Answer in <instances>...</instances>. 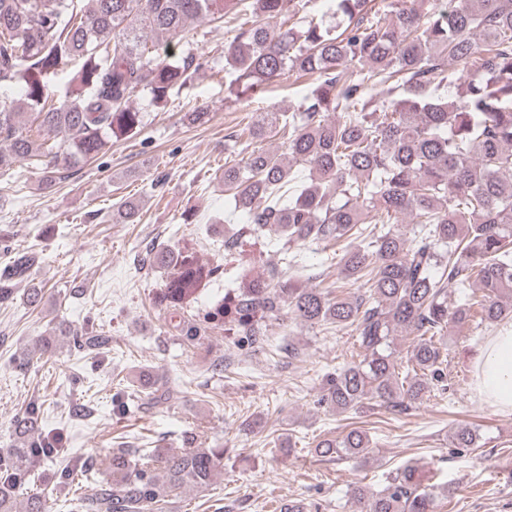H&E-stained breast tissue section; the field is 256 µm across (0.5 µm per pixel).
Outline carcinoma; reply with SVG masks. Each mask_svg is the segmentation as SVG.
<instances>
[{
    "mask_svg": "<svg viewBox=\"0 0 512 512\" xmlns=\"http://www.w3.org/2000/svg\"><path fill=\"white\" fill-rule=\"evenodd\" d=\"M312 0H0V168L27 162L56 175L137 135L140 91L160 107L200 68L192 50L162 59L158 47L202 18L222 22L247 13L224 48L229 94L261 91L282 76H311L315 86L291 112H263L249 138L227 135L238 155L224 163V193L248 223L224 237V266L193 251L159 249L152 263L169 271L158 301L195 340L222 330L237 343L263 345L266 320L287 308L310 326L350 327L359 360L327 376L320 402L401 415L445 387L453 324L495 323L512 312V0H330L336 23L308 15ZM73 68L58 98L61 65ZM466 67L458 72L449 68ZM18 86L19 98L6 94ZM27 115L36 133L23 127ZM277 137L285 152L265 149ZM308 167L299 178L294 165ZM411 214L407 238L393 228ZM139 206L112 214L133 224ZM390 225L371 230L369 225ZM281 243L280 264L250 278L264 232ZM359 241L340 258V274L369 285V295L329 297L298 286V250ZM37 255L0 269V302L14 296ZM239 270L238 287L200 307L222 268ZM456 295L455 308L448 298ZM413 334L406 366L395 336ZM405 369L399 378V369ZM38 406L17 420L15 447L0 452V512H46L45 501L19 493L59 452L34 433ZM456 448L477 435L455 429ZM324 458H367L370 439L352 428L323 438ZM105 487L73 498L75 512H162L161 502L186 487H204L223 467L224 449L180 453L113 448ZM360 512H433L435 485L407 466L377 493L353 491Z\"/></svg>",
    "mask_w": 512,
    "mask_h": 512,
    "instance_id": "1",
    "label": "carcinoma"
}]
</instances>
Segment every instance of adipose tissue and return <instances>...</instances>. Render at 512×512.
Masks as SVG:
<instances>
[{"label": "adipose tissue", "instance_id": "adipose-tissue-1", "mask_svg": "<svg viewBox=\"0 0 512 512\" xmlns=\"http://www.w3.org/2000/svg\"><path fill=\"white\" fill-rule=\"evenodd\" d=\"M473 388L496 411L512 415V321L503 322L473 362Z\"/></svg>", "mask_w": 512, "mask_h": 512}]
</instances>
